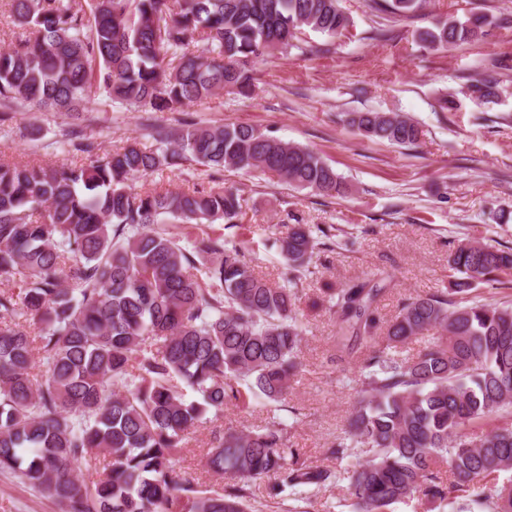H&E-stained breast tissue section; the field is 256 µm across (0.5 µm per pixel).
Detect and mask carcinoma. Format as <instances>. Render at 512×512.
<instances>
[{
  "mask_svg": "<svg viewBox=\"0 0 512 512\" xmlns=\"http://www.w3.org/2000/svg\"><path fill=\"white\" fill-rule=\"evenodd\" d=\"M340 0H13L21 35L0 48V121L34 105L82 112L92 93L146 112H182L224 90L248 96L258 62L298 47L303 28L330 38L352 21ZM422 0H367L404 16ZM491 18L472 13L418 33L429 50L468 43ZM499 80L471 84L493 103ZM363 137L418 145L422 129L398 112H350ZM133 141L66 168L0 162V471L46 492L63 512H251V482L308 512L301 489L348 481L353 512H391L413 497L512 512V301L483 302L478 283L512 278V248L478 240L451 252L452 288L411 297L377 335L381 273L320 301L336 314V359L358 364L345 430L325 450L340 470L299 462L288 425L214 434L205 466L224 484L199 482L175 457L208 410L282 401L299 374L298 284L320 242L293 224L277 240L295 272L288 284L254 272L222 236L191 247L161 222L235 224L239 191L139 193L131 184L193 161L215 172L254 170L323 196L346 193L316 152L247 124L174 131L150 125ZM65 143L92 154L71 130ZM429 336L416 355L401 349ZM198 399H186L182 387ZM102 470L88 482L79 466Z\"/></svg>",
  "mask_w": 512,
  "mask_h": 512,
  "instance_id": "1",
  "label": "carcinoma"
}]
</instances>
